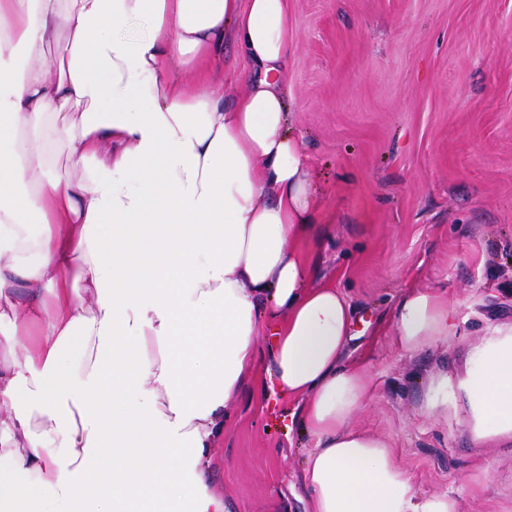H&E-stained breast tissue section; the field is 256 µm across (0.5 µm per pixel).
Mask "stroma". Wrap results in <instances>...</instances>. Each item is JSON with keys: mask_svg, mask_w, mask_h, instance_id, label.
I'll list each match as a JSON object with an SVG mask.
<instances>
[{"mask_svg": "<svg viewBox=\"0 0 512 512\" xmlns=\"http://www.w3.org/2000/svg\"><path fill=\"white\" fill-rule=\"evenodd\" d=\"M292 128L313 161L315 282L355 315L345 363L368 376L352 429L387 443L424 496L512 512V433L477 435L463 383L512 327V0H289ZM413 286L451 336L406 353L392 315ZM313 440L262 387L240 389L215 488L234 512H308Z\"/></svg>", "mask_w": 512, "mask_h": 512, "instance_id": "1", "label": "stroma"}]
</instances>
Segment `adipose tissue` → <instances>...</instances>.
I'll return each instance as SVG.
<instances>
[{
	"label": "adipose tissue",
	"instance_id": "ef3b65f1",
	"mask_svg": "<svg viewBox=\"0 0 512 512\" xmlns=\"http://www.w3.org/2000/svg\"><path fill=\"white\" fill-rule=\"evenodd\" d=\"M139 19L148 35L122 37ZM292 49L288 0H0V512H230L216 450L258 364L315 441L310 512H457L348 427L367 377L344 362L350 300L302 249L319 229ZM57 147L91 169L61 175ZM392 326L413 353L455 320L415 287ZM464 390L476 431L512 432V329Z\"/></svg>",
	"mask_w": 512,
	"mask_h": 512
}]
</instances>
